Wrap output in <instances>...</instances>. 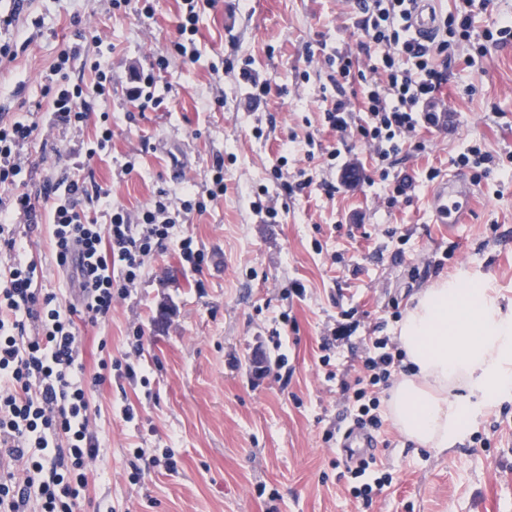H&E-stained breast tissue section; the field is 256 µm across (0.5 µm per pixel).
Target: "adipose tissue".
<instances>
[{"mask_svg":"<svg viewBox=\"0 0 512 512\" xmlns=\"http://www.w3.org/2000/svg\"><path fill=\"white\" fill-rule=\"evenodd\" d=\"M406 367L388 412L419 446L443 452L466 430L472 397L493 400L512 388V308L485 279L465 274L415 296L396 329Z\"/></svg>","mask_w":512,"mask_h":512,"instance_id":"ef3b65f1","label":"adipose tissue"}]
</instances>
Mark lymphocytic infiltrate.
Instances as JSON below:
<instances>
[{
  "label": "lymphocytic infiltrate",
  "mask_w": 512,
  "mask_h": 512,
  "mask_svg": "<svg viewBox=\"0 0 512 512\" xmlns=\"http://www.w3.org/2000/svg\"><path fill=\"white\" fill-rule=\"evenodd\" d=\"M415 3L354 0L364 34L360 47L371 60L368 72L355 74L346 52L327 58L337 96L324 121L338 142L354 132L372 148L374 171L383 182L393 157L406 149L423 151L419 130L441 122L433 105L448 81L454 49L476 34L474 19L488 6V0H460L439 16L435 36L419 41L410 24ZM84 54L79 44L61 49L44 76L53 87L52 119L77 129L90 121L88 100L112 93V69L100 61L89 63L91 81L71 79L73 63ZM352 77L361 86L356 103L345 90ZM355 109L360 118L353 129L346 116ZM38 134V122L28 116L0 112V251L8 257L0 273V512H78L91 477L88 462L99 454L88 395L111 376L112 364L101 361L97 372L86 375L77 323L109 317L114 299L139 280L145 258L164 249L172 223L161 198L138 218L118 208L108 223H96L85 204L110 191L88 188L81 177L45 181L36 195L23 191L25 150ZM45 214L57 273L69 288L65 300L37 291V265L15 236V225L38 223ZM371 344L360 375L341 389L357 411L356 424L375 430L380 395L403 356L388 338L372 337Z\"/></svg>",
  "instance_id": "obj_1"
}]
</instances>
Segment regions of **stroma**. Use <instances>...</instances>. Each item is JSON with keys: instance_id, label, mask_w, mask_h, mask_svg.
I'll use <instances>...</instances> for the list:
<instances>
[{"instance_id": "1", "label": "stroma", "mask_w": 512, "mask_h": 512, "mask_svg": "<svg viewBox=\"0 0 512 512\" xmlns=\"http://www.w3.org/2000/svg\"><path fill=\"white\" fill-rule=\"evenodd\" d=\"M224 2L202 6L191 62L173 48L181 0H157L151 18L111 0H30L13 31L18 56L0 69V106L43 120L42 72L77 34L100 33L112 46L102 56L111 97L92 101L82 130H43L26 150L28 175L37 185L72 177L105 112L112 145L89 168L111 194L89 203L90 218L107 223L112 207L138 214L162 193L174 221L109 318L80 328L86 366L105 351L132 364L89 394L101 448L80 512H512V390L478 404L441 454L384 419L374 455L386 482L368 506L325 439L351 423L341 384L356 377L369 337L392 336L415 293L466 272L512 306V43L476 67L449 66L442 126L422 130L425 151L391 166L414 191L391 206L382 184L361 182L329 198L320 184L336 178L324 154L336 134L323 111L336 89L326 59L358 53V14L348 0H238L228 17ZM160 54L161 104L143 110L127 77ZM246 62L273 87L256 111ZM475 144L496 165L474 186L468 222L450 232L432 221L425 174L460 172L455 158ZM219 160L223 196L185 210L205 199ZM303 175L310 196H286L282 181ZM269 200L277 216L257 209ZM18 231L40 270L36 288L58 291L48 224ZM188 236L205 255L197 271L180 258ZM140 458L158 464L138 478Z\"/></svg>"}]
</instances>
